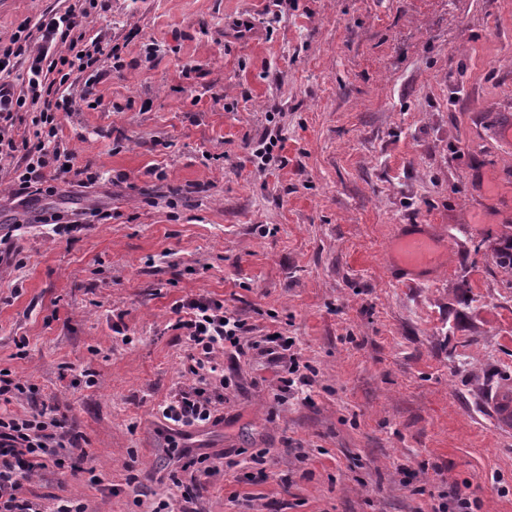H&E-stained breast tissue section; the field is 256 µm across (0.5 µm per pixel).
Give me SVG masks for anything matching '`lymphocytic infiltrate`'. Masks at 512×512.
<instances>
[{
  "label": "lymphocytic infiltrate",
  "mask_w": 512,
  "mask_h": 512,
  "mask_svg": "<svg viewBox=\"0 0 512 512\" xmlns=\"http://www.w3.org/2000/svg\"><path fill=\"white\" fill-rule=\"evenodd\" d=\"M94 0H73L61 14L39 21L35 30L19 27L8 42H0V161L13 160V178L6 187L15 199L34 194L45 170L61 182L93 185L99 175L91 166L73 167L74 155L61 143L64 113L79 105L104 109L96 85L105 64L121 68V48H103L99 42L80 44L74 30L92 22ZM83 80L80 90L65 92L71 76ZM29 120L25 136L15 137L20 117ZM183 330L191 345L193 383L179 388L158 407L178 435L216 419L223 402L224 356L242 351L244 344L262 349L274 362L287 363L290 345L280 332L253 341L250 326L228 315L221 301L207 296L177 302ZM83 436L68 427L53 409L0 414V512H45L39 499L24 496V483L42 471L63 464Z\"/></svg>",
  "instance_id": "f902f5d3"
}]
</instances>
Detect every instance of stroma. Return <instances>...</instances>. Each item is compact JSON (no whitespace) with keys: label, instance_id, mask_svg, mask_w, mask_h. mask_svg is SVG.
<instances>
[{"label":"stroma","instance_id":"35a3bbf8","mask_svg":"<svg viewBox=\"0 0 512 512\" xmlns=\"http://www.w3.org/2000/svg\"><path fill=\"white\" fill-rule=\"evenodd\" d=\"M71 3L0 0V36ZM267 5L103 0L85 38L123 67L97 86L108 111L60 133L99 181L0 195V369L36 387L15 411L66 412L88 453L26 493L146 512L178 497L187 445L224 461L196 512H433L426 488L453 485L471 512H512V433L482 406L512 378V273L492 257L512 235L492 136L512 110V0H282L275 22ZM93 208L109 219L61 237L38 222ZM404 224L450 242L431 280L390 275ZM197 295L290 337L309 383L281 391L245 349L185 440L156 408L190 380L173 306Z\"/></svg>","mask_w":512,"mask_h":512}]
</instances>
